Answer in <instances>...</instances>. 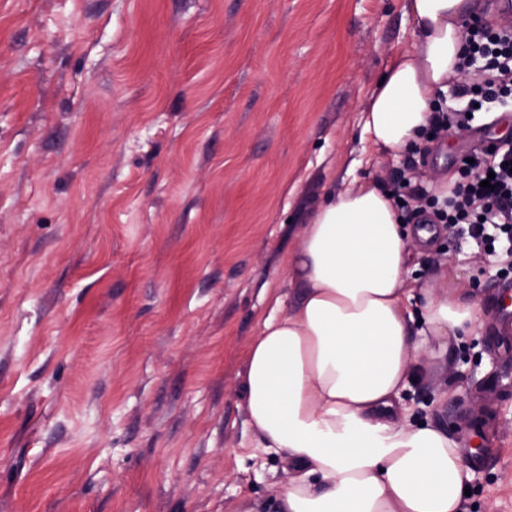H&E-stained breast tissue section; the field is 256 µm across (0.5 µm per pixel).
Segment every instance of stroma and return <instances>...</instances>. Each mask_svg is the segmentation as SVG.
Here are the masks:
<instances>
[{
    "mask_svg": "<svg viewBox=\"0 0 512 512\" xmlns=\"http://www.w3.org/2000/svg\"><path fill=\"white\" fill-rule=\"evenodd\" d=\"M414 31L405 0H0V512L274 507L293 472L240 373L315 208L399 173L438 195L485 124L512 135L483 112L372 146L361 113ZM407 250L485 316L405 404L481 443L466 512H512V268L448 224Z\"/></svg>",
    "mask_w": 512,
    "mask_h": 512,
    "instance_id": "stroma-1",
    "label": "stroma"
}]
</instances>
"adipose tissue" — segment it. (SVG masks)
<instances>
[{
	"mask_svg": "<svg viewBox=\"0 0 512 512\" xmlns=\"http://www.w3.org/2000/svg\"><path fill=\"white\" fill-rule=\"evenodd\" d=\"M418 34L369 96L362 128L396 156L425 135L463 46L475 0H406ZM391 196L343 185L315 210L288 264L302 288L291 309L273 297L240 374L256 444L294 475L276 512H465L471 470L439 425L400 410L413 377L472 334L480 304L452 275L411 281Z\"/></svg>",
	"mask_w": 512,
	"mask_h": 512,
	"instance_id": "ef3b65f1",
	"label": "adipose tissue"
}]
</instances>
